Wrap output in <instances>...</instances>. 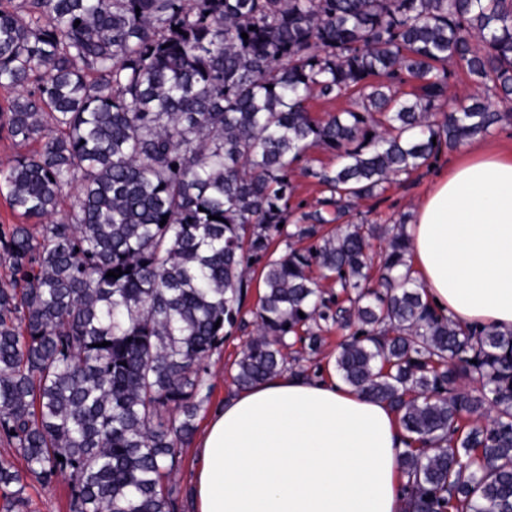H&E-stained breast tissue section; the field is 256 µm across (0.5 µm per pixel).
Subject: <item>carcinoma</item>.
<instances>
[{
  "label": "carcinoma",
  "mask_w": 512,
  "mask_h": 512,
  "mask_svg": "<svg viewBox=\"0 0 512 512\" xmlns=\"http://www.w3.org/2000/svg\"><path fill=\"white\" fill-rule=\"evenodd\" d=\"M456 62L477 92L443 111ZM0 88V131L35 145L0 164V195L40 226L0 229V433L28 475L68 479L71 512H175L203 360L252 325L236 387L304 374L289 339L317 354L329 323L350 330L336 376L398 415L412 512H512V331L432 305L410 215L350 221L512 119L491 102L512 99V0H0ZM314 94L351 107L317 120ZM316 149L339 165L302 170L327 196L294 218ZM24 488L0 458V508Z\"/></svg>",
  "instance_id": "obj_1"
}]
</instances>
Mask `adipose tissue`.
I'll use <instances>...</instances> for the list:
<instances>
[{
    "mask_svg": "<svg viewBox=\"0 0 512 512\" xmlns=\"http://www.w3.org/2000/svg\"><path fill=\"white\" fill-rule=\"evenodd\" d=\"M443 314L512 330V157L475 144L406 227ZM192 474L195 512H407L393 409L335 376L284 373L212 411Z\"/></svg>",
    "mask_w": 512,
    "mask_h": 512,
    "instance_id": "obj_1",
    "label": "adipose tissue"
}]
</instances>
